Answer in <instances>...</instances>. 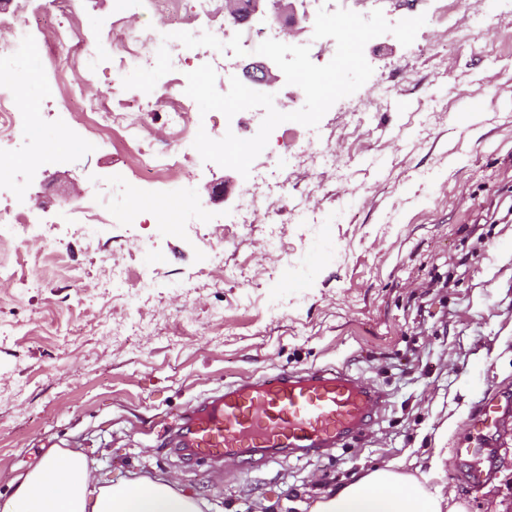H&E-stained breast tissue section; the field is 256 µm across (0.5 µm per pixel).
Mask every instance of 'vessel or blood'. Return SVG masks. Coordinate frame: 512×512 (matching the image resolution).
<instances>
[{"label": "vessel or blood", "instance_id": "1", "mask_svg": "<svg viewBox=\"0 0 512 512\" xmlns=\"http://www.w3.org/2000/svg\"><path fill=\"white\" fill-rule=\"evenodd\" d=\"M381 401L377 389L343 371L280 370L189 406L170 443L212 461L257 449L332 448Z\"/></svg>", "mask_w": 512, "mask_h": 512}]
</instances>
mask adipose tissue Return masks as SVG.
<instances>
[{
    "instance_id": "ef3b65f1",
    "label": "adipose tissue",
    "mask_w": 512,
    "mask_h": 512,
    "mask_svg": "<svg viewBox=\"0 0 512 512\" xmlns=\"http://www.w3.org/2000/svg\"><path fill=\"white\" fill-rule=\"evenodd\" d=\"M446 457L434 454L412 475L390 462L328 489L309 512H466L443 480ZM0 512H203L206 501L166 477L133 476L112 483L97 478L80 448H46L39 461L6 475Z\"/></svg>"
}]
</instances>
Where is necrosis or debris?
<instances>
[{
    "label": "necrosis or debris",
    "mask_w": 512,
    "mask_h": 512,
    "mask_svg": "<svg viewBox=\"0 0 512 512\" xmlns=\"http://www.w3.org/2000/svg\"><path fill=\"white\" fill-rule=\"evenodd\" d=\"M49 9L67 15V26L57 28L47 42L53 60L69 61L75 71L86 76L98 73L102 65H109L114 79L133 67L155 63L160 46H167L173 70L172 83L163 96L164 125L177 140L167 151H155L149 144L155 136L151 109L132 108L121 93H113L111 100L86 99L74 121L86 128L92 137H108L121 145L132 159L133 167L153 176L158 182L178 173L187 164L197 163L191 147L188 129L193 115L180 89L186 83L188 61L181 42L163 41L166 27L142 32L124 19H116L107 34L108 49L88 44L82 37L79 18L80 0H45ZM27 0H14L8 13L0 15V150L21 140L34 142L36 132L14 105L15 81L4 71L17 57L28 53L36 36L25 20Z\"/></svg>",
    "instance_id": "obj_1"
}]
</instances>
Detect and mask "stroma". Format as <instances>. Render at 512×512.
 <instances>
[{
    "mask_svg": "<svg viewBox=\"0 0 512 512\" xmlns=\"http://www.w3.org/2000/svg\"><path fill=\"white\" fill-rule=\"evenodd\" d=\"M383 0L389 23L425 15L410 46L390 34L364 56L373 68L316 127L271 133L272 167L288 181L274 223L224 227L217 263L196 218L235 211L250 181L204 162L165 185L129 193L128 155L85 137L57 97L46 48L14 64L15 102L39 114L50 158L31 164L20 143L0 156L24 193L40 192L44 242H12L37 270L0 279V470L27 468L42 449L82 448L101 480L171 475L209 512H305L353 473L448 452L444 480L468 512H512V0ZM144 28L164 4L81 0L86 35L116 14ZM468 28L451 41L450 25ZM264 118L195 116L213 139H248ZM126 186L98 215V238L74 235L95 186ZM179 201L190 219L168 233L147 201ZM146 270L153 288L128 303L113 276ZM342 368L385 394L345 445L227 460L176 453L154 428L225 386L277 368ZM489 473L473 483L468 452Z\"/></svg>",
    "mask_w": 512,
    "mask_h": 512,
    "instance_id": "obj_1",
    "label": "stroma"
}]
</instances>
